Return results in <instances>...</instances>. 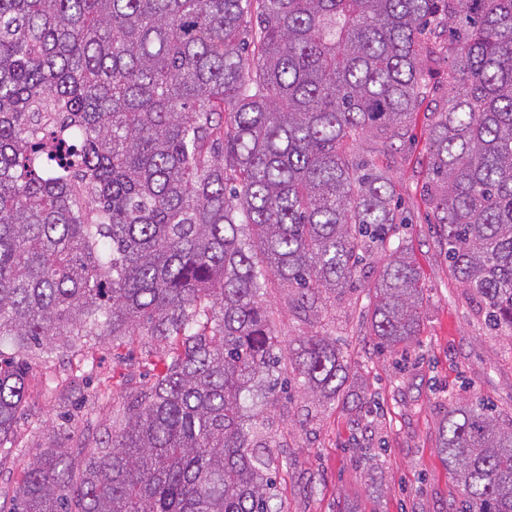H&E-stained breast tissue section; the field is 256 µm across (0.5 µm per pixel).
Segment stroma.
Segmentation results:
<instances>
[{"label": "stroma", "mask_w": 512, "mask_h": 512, "mask_svg": "<svg viewBox=\"0 0 512 512\" xmlns=\"http://www.w3.org/2000/svg\"><path fill=\"white\" fill-rule=\"evenodd\" d=\"M431 119L429 104L414 112L410 138L392 166L409 218L397 233L424 288L420 332L408 353L383 349L370 334V290L382 254L311 312L287 291L268 290L280 340L310 331L335 339L349 356L354 390L320 402L299 385L276 390L267 423L277 444L272 454L283 463L276 482L284 512H449L459 488L439 431L451 404L482 400L512 419V341L488 329L478 302L453 278L429 222L422 186ZM162 351L146 349L137 336L120 345L90 342L77 353L31 350L27 402L9 452L0 455V488H17L39 449L58 442L75 453L113 431L128 389L151 378ZM59 383L73 391L64 411L48 395Z\"/></svg>", "instance_id": "35a3bbf8"}]
</instances>
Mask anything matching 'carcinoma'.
I'll return each mask as SVG.
<instances>
[{
	"mask_svg": "<svg viewBox=\"0 0 512 512\" xmlns=\"http://www.w3.org/2000/svg\"><path fill=\"white\" fill-rule=\"evenodd\" d=\"M448 58L425 195L512 342V0H0V449L30 349L146 336L168 358L108 440L36 452L12 512H281L247 404L282 374L268 271L314 308L386 252L371 335L413 341L390 161ZM51 136L78 160L45 159ZM288 373L350 391L328 336L291 341ZM440 441L468 512H512V421L459 404Z\"/></svg>",
	"mask_w": 512,
	"mask_h": 512,
	"instance_id": "cac0c4a2",
	"label": "carcinoma"
}]
</instances>
